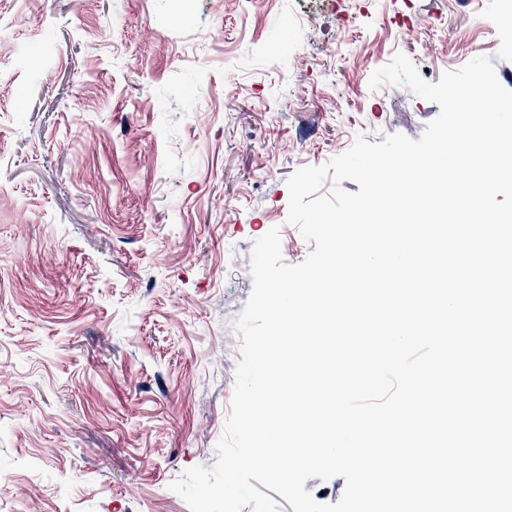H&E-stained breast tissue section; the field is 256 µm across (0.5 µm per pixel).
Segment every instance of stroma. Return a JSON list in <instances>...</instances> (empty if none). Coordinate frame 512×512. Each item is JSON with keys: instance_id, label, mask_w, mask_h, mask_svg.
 Segmentation results:
<instances>
[{"instance_id": "stroma-1", "label": "stroma", "mask_w": 512, "mask_h": 512, "mask_svg": "<svg viewBox=\"0 0 512 512\" xmlns=\"http://www.w3.org/2000/svg\"><path fill=\"white\" fill-rule=\"evenodd\" d=\"M474 10L0 0V512H191L170 485L217 460L253 243L314 249L287 179L360 135L420 138L439 105L369 87L395 53L432 83L486 56L512 90V34Z\"/></svg>"}]
</instances>
